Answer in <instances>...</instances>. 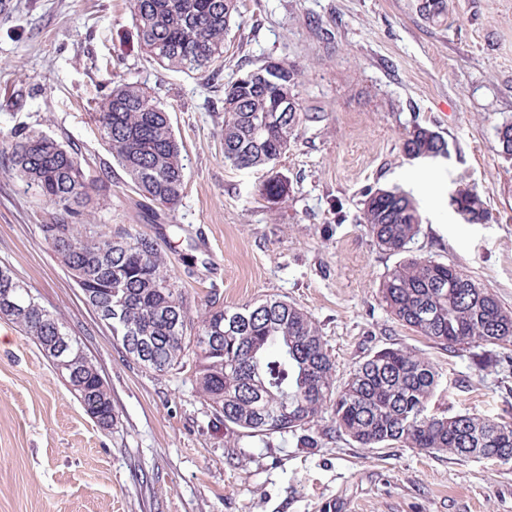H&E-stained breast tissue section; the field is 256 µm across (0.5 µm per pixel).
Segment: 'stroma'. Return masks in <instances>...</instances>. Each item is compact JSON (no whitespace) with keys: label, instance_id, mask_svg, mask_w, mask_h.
<instances>
[{"label":"stroma","instance_id":"stroma-1","mask_svg":"<svg viewBox=\"0 0 512 512\" xmlns=\"http://www.w3.org/2000/svg\"><path fill=\"white\" fill-rule=\"evenodd\" d=\"M417 0H242L218 72L159 66L143 51L131 0H10L0 18V140L32 129L106 168L85 223L151 236L192 315L275 296L317 322L336 385L396 343L433 362L434 413L512 418V371L479 368L396 322L380 301L399 262L359 222L372 190L400 187L422 219L412 250L458 266L512 309V0H445L436 20ZM266 60L299 70L307 113L272 171L224 161V86ZM147 89L182 145L184 189L161 207L137 193L105 149L94 115L108 79ZM448 154L412 159L414 125ZM288 184L264 199L268 175ZM474 189L489 212L466 223L451 198ZM55 211L0 165V265L60 317L112 395L102 430L42 350L0 320V512H512V461L362 448L316 426L258 438L225 427L193 370L160 376L127 357L45 241Z\"/></svg>","mask_w":512,"mask_h":512}]
</instances>
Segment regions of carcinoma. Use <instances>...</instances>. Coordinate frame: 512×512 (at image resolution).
Listing matches in <instances>:
<instances>
[{
  "mask_svg": "<svg viewBox=\"0 0 512 512\" xmlns=\"http://www.w3.org/2000/svg\"><path fill=\"white\" fill-rule=\"evenodd\" d=\"M141 47L161 65L198 72L224 58V33L238 13L239 0H132ZM269 61L248 70L255 79L224 87V162L239 169H265L288 151L304 116L276 112L277 97L296 98L298 71ZM95 122L112 159L133 186L154 203L175 205L182 195L181 146L169 113L149 92L132 83L108 89ZM403 150L416 158L448 153L437 131L416 125L403 138ZM8 167L55 210L41 225L44 239L82 291L93 310L112 309V336L125 352L155 373L195 358L201 395L224 423L255 437L303 429L331 408L336 431L362 448L398 443L426 453L512 461V420L474 414L438 415L428 403L440 384L436 367L416 350L393 345L360 362L341 389L334 363L316 321L285 300L224 307L211 300L188 334L190 310L176 277L155 241L123 227L103 232L82 224L89 189L107 193V183L90 177L81 154L35 131L16 130L0 151ZM277 203L287 184L274 176L260 189ZM458 212L469 223L486 218L478 193H456ZM361 223L378 246L403 256L380 285L382 302L400 322L452 352L480 349L478 365L512 364L508 354H484L512 344V310L452 264L412 254L421 215L414 199L400 189L366 195ZM26 287L0 267V319L16 324L52 364L51 337L66 330L37 300L24 313L4 306L5 292ZM71 352L79 359L76 379H66L87 415L103 426L112 413V396L98 366L77 339Z\"/></svg>",
  "mask_w": 512,
  "mask_h": 512,
  "instance_id": "obj_1",
  "label": "carcinoma"
}]
</instances>
